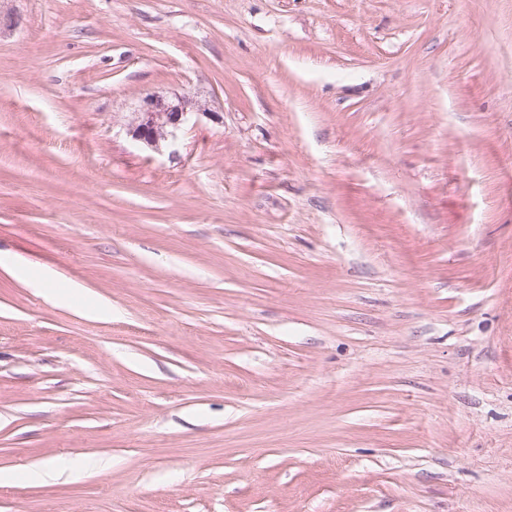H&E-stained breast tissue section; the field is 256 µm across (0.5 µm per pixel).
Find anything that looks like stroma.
Here are the masks:
<instances>
[{
    "label": "stroma",
    "mask_w": 512,
    "mask_h": 512,
    "mask_svg": "<svg viewBox=\"0 0 512 512\" xmlns=\"http://www.w3.org/2000/svg\"><path fill=\"white\" fill-rule=\"evenodd\" d=\"M10 5L0 512H512V0ZM192 114L217 116L191 94H176L168 98L150 93L142 97L134 119L128 125V133L136 142L159 153Z\"/></svg>",
    "instance_id": "obj_1"
}]
</instances>
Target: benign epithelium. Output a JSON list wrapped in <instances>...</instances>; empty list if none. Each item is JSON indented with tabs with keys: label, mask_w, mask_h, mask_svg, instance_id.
<instances>
[{
	"label": "benign epithelium",
	"mask_w": 512,
	"mask_h": 512,
	"mask_svg": "<svg viewBox=\"0 0 512 512\" xmlns=\"http://www.w3.org/2000/svg\"><path fill=\"white\" fill-rule=\"evenodd\" d=\"M193 114L216 116L209 106L191 94L168 98L150 93L142 97L134 119L128 125V133L133 140L159 153Z\"/></svg>",
	"instance_id": "benign-epithelium-1"
}]
</instances>
